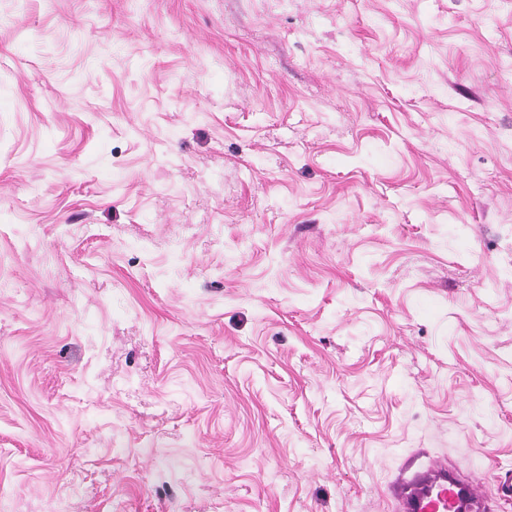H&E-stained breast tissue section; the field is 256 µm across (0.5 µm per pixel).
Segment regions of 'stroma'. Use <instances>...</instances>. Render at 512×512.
Returning <instances> with one entry per match:
<instances>
[{"instance_id":"1","label":"stroma","mask_w":512,"mask_h":512,"mask_svg":"<svg viewBox=\"0 0 512 512\" xmlns=\"http://www.w3.org/2000/svg\"><path fill=\"white\" fill-rule=\"evenodd\" d=\"M512 512V0H0V512ZM397 512H490L486 497L468 478L448 468L445 460L432 461L398 477L389 487Z\"/></svg>"}]
</instances>
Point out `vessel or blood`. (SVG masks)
Here are the masks:
<instances>
[{
  "instance_id": "1",
  "label": "vessel or blood",
  "mask_w": 512,
  "mask_h": 512,
  "mask_svg": "<svg viewBox=\"0 0 512 512\" xmlns=\"http://www.w3.org/2000/svg\"><path fill=\"white\" fill-rule=\"evenodd\" d=\"M389 495L397 512H491L477 486L441 459L398 477L390 485Z\"/></svg>"
}]
</instances>
